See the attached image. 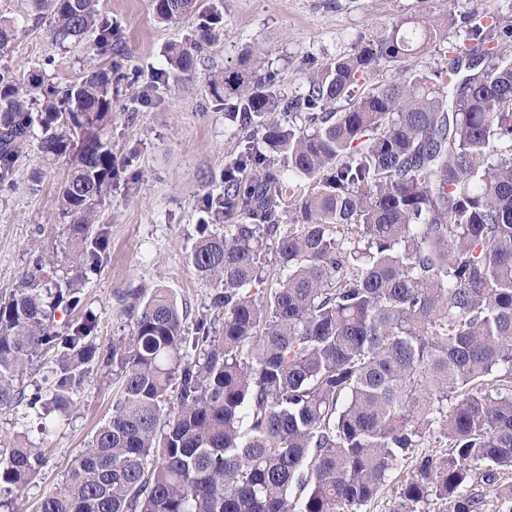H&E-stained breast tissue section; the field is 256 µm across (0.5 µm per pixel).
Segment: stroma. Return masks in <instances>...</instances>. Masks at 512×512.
<instances>
[{
    "instance_id": "35a3bbf8",
    "label": "stroma",
    "mask_w": 512,
    "mask_h": 512,
    "mask_svg": "<svg viewBox=\"0 0 512 512\" xmlns=\"http://www.w3.org/2000/svg\"><path fill=\"white\" fill-rule=\"evenodd\" d=\"M224 18L215 43L200 56L192 76L169 72L168 45L180 42L195 26L185 17L159 20L149 0H99V9L118 32V62L133 60L140 83L119 84L112 121L104 131L119 162L112 194L100 215L108 249L97 273L83 288L79 309L57 313L58 330L93 314L97 341L110 346L118 330L119 296L139 288H164L188 308L189 319L208 315L216 291L198 275L190 252L203 226L204 203L224 194V170L249 142L247 130L229 121L222 103L208 93L217 72L237 68L252 51L259 69L277 72L280 90L299 97L311 72L333 58L354 53L390 31L399 21L425 17L448 20V40L465 43L472 26L494 14L512 24V0H203ZM0 13L17 30L0 67L42 70L46 83L64 85L97 65L92 39L59 45L47 34L24 0H0ZM166 73L164 83L156 74ZM70 167L69 158L42 165L37 143L16 163L11 189L0 191V294L13 289L28 253L45 246L37 227L62 236L57 194ZM120 379L108 364L88 375L69 416L41 424L30 419L27 437L42 443L46 464L25 497L0 504V512H32L44 493L60 489L72 460L81 454L96 428L110 416Z\"/></svg>"
}]
</instances>
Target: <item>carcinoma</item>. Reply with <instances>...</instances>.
Here are the masks:
<instances>
[{"label": "carcinoma", "mask_w": 512, "mask_h": 512, "mask_svg": "<svg viewBox=\"0 0 512 512\" xmlns=\"http://www.w3.org/2000/svg\"><path fill=\"white\" fill-rule=\"evenodd\" d=\"M29 2L55 42L92 35L112 57L98 0ZM151 6L165 21L197 15L193 37L168 48L173 71L195 70L221 14L198 0ZM443 36L430 18L397 25L317 67L300 98L248 55L209 79L228 119L263 143L224 170V199L207 209L228 224L191 252L218 286L215 313L189 323L169 291L140 289L105 350L94 316L62 334L54 322L79 307L108 247L94 226L117 171L101 134L112 63L63 87L0 67V183L36 135L45 162L75 153L58 196L68 269L42 249L0 295V411L66 414L105 360L121 381L34 512H362L407 462L393 512H512V25L490 14L470 44L448 45L446 78L406 67L352 96L381 62ZM265 240L283 273L268 292ZM430 440L448 452L418 454ZM44 464L25 433L0 437V496H24Z\"/></svg>", "instance_id": "obj_1"}]
</instances>
